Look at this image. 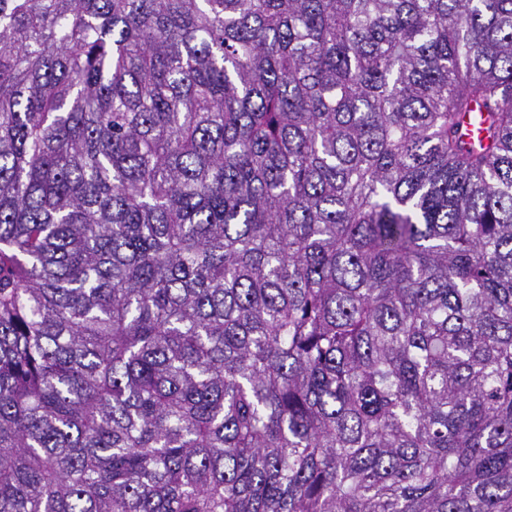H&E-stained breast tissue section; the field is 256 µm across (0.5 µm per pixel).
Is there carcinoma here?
Segmentation results:
<instances>
[{
  "instance_id": "obj_1",
  "label": "carcinoma",
  "mask_w": 512,
  "mask_h": 512,
  "mask_svg": "<svg viewBox=\"0 0 512 512\" xmlns=\"http://www.w3.org/2000/svg\"><path fill=\"white\" fill-rule=\"evenodd\" d=\"M0 512H512V0H0Z\"/></svg>"
}]
</instances>
